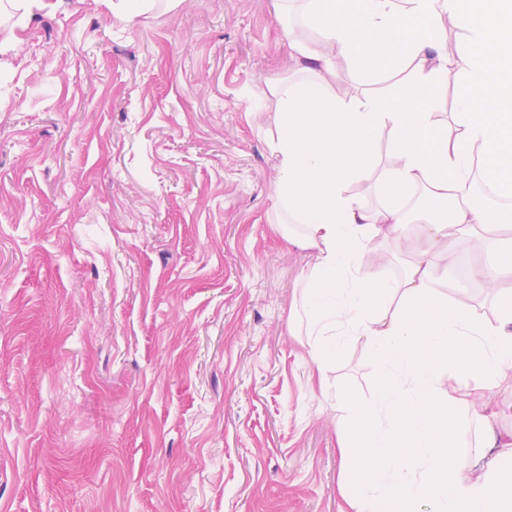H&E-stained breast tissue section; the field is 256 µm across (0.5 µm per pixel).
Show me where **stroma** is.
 Instances as JSON below:
<instances>
[{"mask_svg": "<svg viewBox=\"0 0 512 512\" xmlns=\"http://www.w3.org/2000/svg\"><path fill=\"white\" fill-rule=\"evenodd\" d=\"M278 0L126 30L60 0L0 50V512H341L339 408L272 230Z\"/></svg>", "mask_w": 512, "mask_h": 512, "instance_id": "35a3bbf8", "label": "stroma"}]
</instances>
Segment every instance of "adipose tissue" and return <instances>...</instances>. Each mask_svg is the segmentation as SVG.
Returning <instances> with one entry per match:
<instances>
[{
	"mask_svg": "<svg viewBox=\"0 0 512 512\" xmlns=\"http://www.w3.org/2000/svg\"><path fill=\"white\" fill-rule=\"evenodd\" d=\"M279 2L284 12L298 7L314 34L288 36L314 79L278 92L269 140L275 205L295 223L285 236L313 252L302 305L309 355L325 373L353 336L379 367L371 397L342 406L346 512H512V429L492 408L494 389L512 376V208L460 199L477 169L494 194L512 197V0ZM466 6L481 21L458 48L465 69L451 117L434 89L451 63L442 34ZM343 60L404 72L400 93L336 92ZM383 135L391 152L379 172ZM362 182L380 208L351 193ZM413 188L435 212L408 205ZM389 241L412 252L395 283ZM463 250L484 260L467 282L449 281ZM474 281L492 288L493 319L475 310ZM470 389L483 391V414L463 412ZM472 428L478 450L466 459L458 441Z\"/></svg>",
	"mask_w": 512,
	"mask_h": 512,
	"instance_id": "obj_1",
	"label": "adipose tissue"
}]
</instances>
